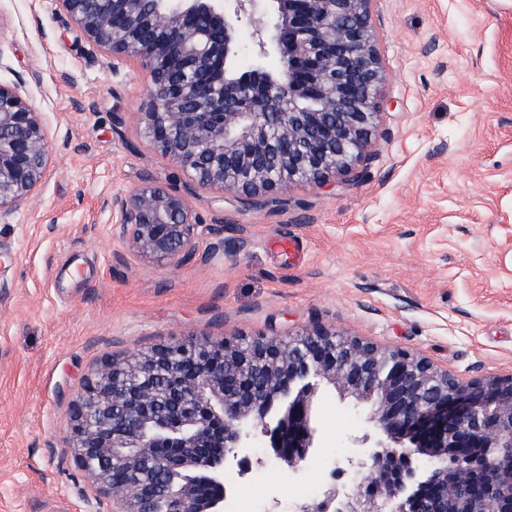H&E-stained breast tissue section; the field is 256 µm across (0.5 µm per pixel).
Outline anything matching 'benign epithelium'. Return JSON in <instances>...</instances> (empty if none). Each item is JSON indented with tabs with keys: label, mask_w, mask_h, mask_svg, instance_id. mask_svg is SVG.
Listing matches in <instances>:
<instances>
[{
	"label": "benign epithelium",
	"mask_w": 512,
	"mask_h": 512,
	"mask_svg": "<svg viewBox=\"0 0 512 512\" xmlns=\"http://www.w3.org/2000/svg\"><path fill=\"white\" fill-rule=\"evenodd\" d=\"M86 40L145 73V134L193 182L259 200L296 182L331 185L368 152L387 79L372 0H57ZM280 70L235 68L241 26ZM40 113L0 83V220L48 175ZM115 236L178 266L212 225L176 190L146 179L112 197ZM330 385L375 440L346 460L353 488L329 486L299 512H512V375L462 381L404 348L318 328L160 344L113 359L75 400L76 458L115 512H223L224 461L274 449L302 468L313 401ZM220 452H214V449ZM417 463L424 480L409 481ZM148 470L135 483L114 474ZM214 495L204 496L202 485Z\"/></svg>",
	"instance_id": "1"
}]
</instances>
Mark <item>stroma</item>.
Wrapping results in <instances>:
<instances>
[{
	"label": "stroma",
	"mask_w": 512,
	"mask_h": 512,
	"mask_svg": "<svg viewBox=\"0 0 512 512\" xmlns=\"http://www.w3.org/2000/svg\"><path fill=\"white\" fill-rule=\"evenodd\" d=\"M387 80L375 142L330 187L246 203L192 183L144 134L146 77L57 0H0V83L40 112L49 176L0 223V512H112L80 469L72 404L104 361L187 339L316 327L402 347L459 379L512 374V0H373ZM152 178L220 234L167 267L103 202ZM293 472L224 465V512H297L366 424L329 385Z\"/></svg>",
	"instance_id": "35a3bbf8"
}]
</instances>
